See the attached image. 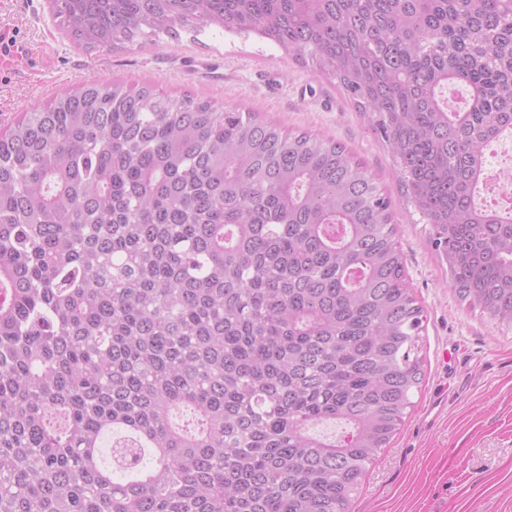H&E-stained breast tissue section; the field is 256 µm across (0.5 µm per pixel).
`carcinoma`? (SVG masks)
Returning <instances> with one entry per match:
<instances>
[{"label": "carcinoma", "mask_w": 512, "mask_h": 512, "mask_svg": "<svg viewBox=\"0 0 512 512\" xmlns=\"http://www.w3.org/2000/svg\"><path fill=\"white\" fill-rule=\"evenodd\" d=\"M52 10L89 49L213 25L308 60L375 117L450 287L512 325V205L477 202L512 0ZM394 209L340 143L148 84L26 113L0 133V512H349L423 379Z\"/></svg>", "instance_id": "carcinoma-1"}]
</instances>
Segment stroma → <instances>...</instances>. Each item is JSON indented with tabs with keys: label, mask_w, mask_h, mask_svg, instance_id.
Masks as SVG:
<instances>
[{
	"label": "stroma",
	"mask_w": 512,
	"mask_h": 512,
	"mask_svg": "<svg viewBox=\"0 0 512 512\" xmlns=\"http://www.w3.org/2000/svg\"><path fill=\"white\" fill-rule=\"evenodd\" d=\"M1 31L19 46L0 54L2 131L31 108L99 80L149 84L343 144L396 202L395 242L425 310L423 381L350 512H512V327L455 294L430 244L431 225L401 200L398 165L334 81L275 43L216 26L176 39L148 33L98 52L73 39L48 0H0Z\"/></svg>",
	"instance_id": "1"
}]
</instances>
